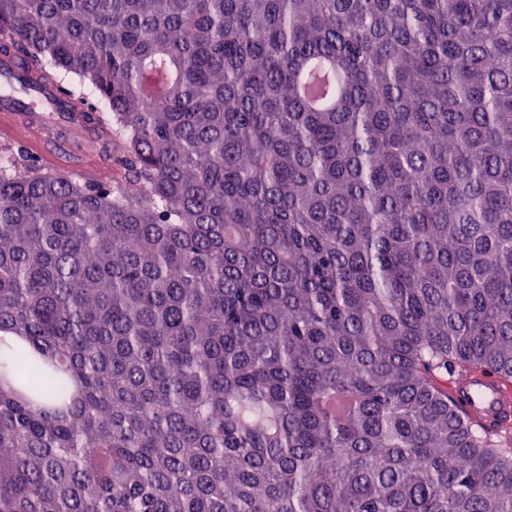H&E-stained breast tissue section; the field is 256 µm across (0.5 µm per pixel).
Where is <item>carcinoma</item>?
<instances>
[{
    "label": "carcinoma",
    "instance_id": "1",
    "mask_svg": "<svg viewBox=\"0 0 512 512\" xmlns=\"http://www.w3.org/2000/svg\"><path fill=\"white\" fill-rule=\"evenodd\" d=\"M3 31L112 184L0 164V512H512V442L444 387L512 382V0Z\"/></svg>",
    "mask_w": 512,
    "mask_h": 512
}]
</instances>
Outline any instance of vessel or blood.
I'll return each instance as SVG.
<instances>
[{
    "label": "vessel or blood",
    "instance_id": "vessel-or-blood-1",
    "mask_svg": "<svg viewBox=\"0 0 512 512\" xmlns=\"http://www.w3.org/2000/svg\"><path fill=\"white\" fill-rule=\"evenodd\" d=\"M20 109V100L0 97L1 140L19 144L46 167L63 168L77 176L92 173L89 164L67 161L43 113L24 115ZM448 394L477 425L503 438L512 437V382L472 371L449 378Z\"/></svg>",
    "mask_w": 512,
    "mask_h": 512
}]
</instances>
